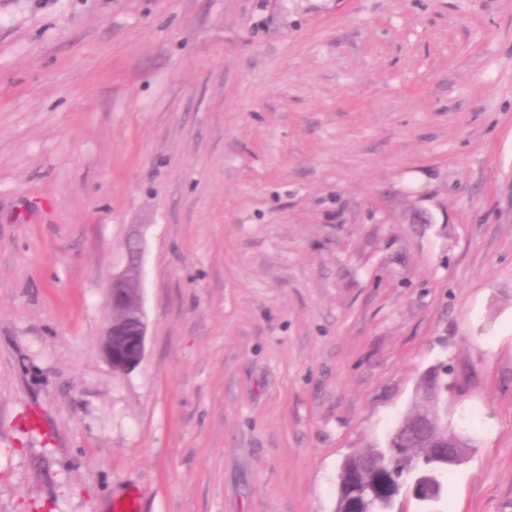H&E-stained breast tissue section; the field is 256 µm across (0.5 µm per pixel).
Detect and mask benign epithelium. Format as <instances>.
I'll return each mask as SVG.
<instances>
[{
  "instance_id": "1",
  "label": "benign epithelium",
  "mask_w": 512,
  "mask_h": 512,
  "mask_svg": "<svg viewBox=\"0 0 512 512\" xmlns=\"http://www.w3.org/2000/svg\"><path fill=\"white\" fill-rule=\"evenodd\" d=\"M108 306L119 318L105 328L103 353L111 365L124 372L141 362L147 336L141 282L136 274L126 272L112 278Z\"/></svg>"
}]
</instances>
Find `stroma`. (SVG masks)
<instances>
[{
    "label": "stroma",
    "mask_w": 512,
    "mask_h": 512,
    "mask_svg": "<svg viewBox=\"0 0 512 512\" xmlns=\"http://www.w3.org/2000/svg\"><path fill=\"white\" fill-rule=\"evenodd\" d=\"M441 362L512 512V0H0V512H334ZM108 306L119 313L103 334V353L110 365L124 372L136 367L145 351L147 324L143 311L141 282L135 273L126 272L112 278ZM113 336H125L118 347Z\"/></svg>",
    "instance_id": "1"
}]
</instances>
